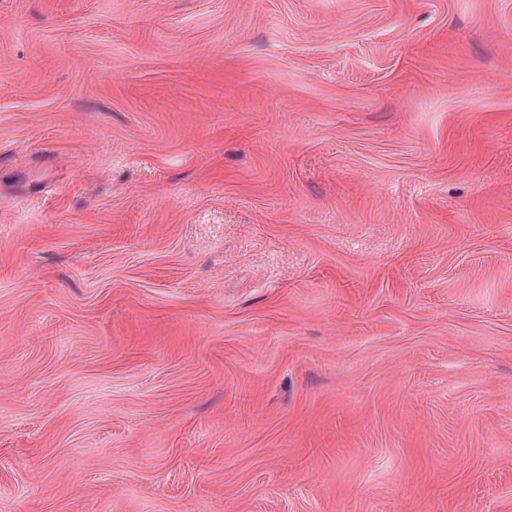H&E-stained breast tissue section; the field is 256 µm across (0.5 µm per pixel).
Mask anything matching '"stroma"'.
<instances>
[{"label": "stroma", "mask_w": 512, "mask_h": 512, "mask_svg": "<svg viewBox=\"0 0 512 512\" xmlns=\"http://www.w3.org/2000/svg\"><path fill=\"white\" fill-rule=\"evenodd\" d=\"M0 512H512V0H0Z\"/></svg>", "instance_id": "35a3bbf8"}]
</instances>
